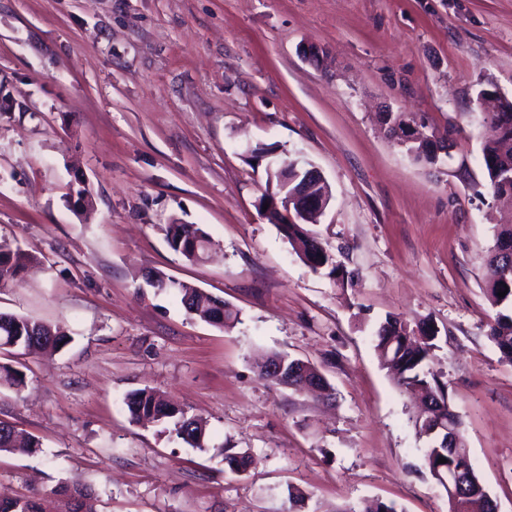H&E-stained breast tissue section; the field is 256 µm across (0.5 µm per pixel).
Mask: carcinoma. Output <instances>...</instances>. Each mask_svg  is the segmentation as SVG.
Listing matches in <instances>:
<instances>
[{
	"label": "carcinoma",
	"mask_w": 512,
	"mask_h": 512,
	"mask_svg": "<svg viewBox=\"0 0 512 512\" xmlns=\"http://www.w3.org/2000/svg\"><path fill=\"white\" fill-rule=\"evenodd\" d=\"M483 142L482 155L487 178L495 200L506 207H512V149L504 145L512 143V101L502 106L495 114L482 113ZM268 223L287 239L292 249L313 272H326L337 282L344 281V273L334 255L306 228L304 224H286L275 211H264ZM167 241L172 250L186 259L200 262L205 259L211 240L208 234L196 224L167 225ZM512 225L497 229L487 263L485 274V295L495 308L493 322L489 326V338L498 348L502 358L512 364ZM31 263V257L19 249L0 242V284L14 277ZM149 285L159 290L175 288L181 295L186 311L200 320L224 329L239 321V313L211 296L176 282L161 273L152 275ZM508 290L500 297L498 292ZM437 328L426 322L414 324L399 316L389 315L380 323L374 334L375 351L382 366L394 378L399 388L405 391L425 389L431 396V406L418 411L414 427L419 436L426 438L423 448L424 467L431 477H436L446 459L451 464L456 459L469 457V450L462 440V421L454 411L445 385L425 370L426 362L435 348ZM67 331L58 326L51 329L33 322L24 316L0 312V349L6 353L24 355L36 348L59 349L67 342ZM280 362L288 373L301 363L286 353L272 352L258 366V376L266 381L273 378L266 373L270 362ZM19 388L24 385L22 372L9 364L0 365V383ZM125 406L133 423H159L165 430L199 451L206 450L205 428L185 410L171 404L166 396L155 390H138L128 394ZM37 448L39 442L24 436L14 427L0 423V451L13 448ZM225 462L234 474L247 472L252 464L251 456L231 453L224 456ZM497 504L477 472H472V487L459 504L448 502V512H496ZM0 512H43L40 499L24 497L0 502ZM340 512H403L391 502L373 500L359 508H344Z\"/></svg>",
	"instance_id": "1"
}]
</instances>
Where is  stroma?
<instances>
[{"label":"stroma","mask_w":512,"mask_h":512,"mask_svg":"<svg viewBox=\"0 0 512 512\" xmlns=\"http://www.w3.org/2000/svg\"><path fill=\"white\" fill-rule=\"evenodd\" d=\"M512 99V0H0V239L38 265L0 311L64 326L21 357L0 422L36 452H0V496L91 489L92 512H336L368 499L448 512L427 474L417 402L379 363L387 315L439 330L427 363L472 462L512 512V365L489 340L483 266L496 201L476 94ZM413 113L448 159L427 168L380 129ZM302 155L334 199L311 232L351 277L311 271L258 209L267 159ZM85 186L90 202L75 193ZM215 243L192 262L172 220ZM224 301L225 330L148 271ZM277 351L316 365L323 399L260 379ZM163 392L207 423L199 451L130 423V392ZM253 463L236 475L224 449ZM306 497L294 503L289 487Z\"/></svg>","instance_id":"obj_1"}]
</instances>
